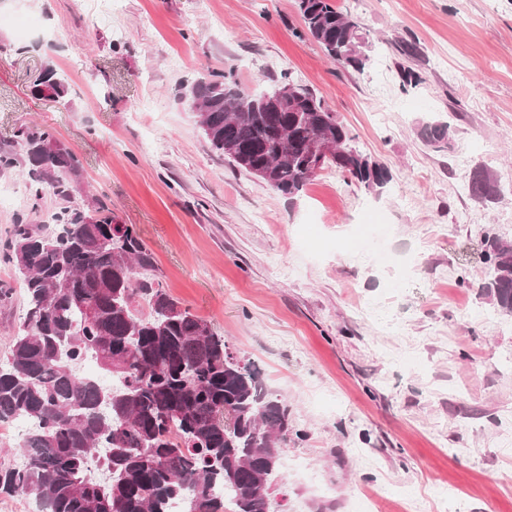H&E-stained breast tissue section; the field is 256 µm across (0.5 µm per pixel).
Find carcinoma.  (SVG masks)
Here are the masks:
<instances>
[{
	"instance_id": "obj_1",
	"label": "carcinoma",
	"mask_w": 512,
	"mask_h": 512,
	"mask_svg": "<svg viewBox=\"0 0 512 512\" xmlns=\"http://www.w3.org/2000/svg\"><path fill=\"white\" fill-rule=\"evenodd\" d=\"M304 31L343 69L370 61L359 26L333 0H301ZM48 97L67 92L64 76ZM284 75L253 93L233 71L203 75L183 86L211 149L246 172L266 170L265 182L293 197L311 179L309 144L331 140L323 161L366 191L380 195L390 168L351 146L353 136L307 85L299 98L278 91ZM420 139L437 153L453 148L450 123L421 122ZM27 167L31 195L65 203L62 231L15 222L4 254L21 276L26 311L0 364V421L23 419V462L0 470V491L29 497L40 512H271L281 449L288 447V408L250 362L241 363L211 323L174 299L163 283L141 278L152 256L136 228L114 224L66 205L80 161L48 129L25 126L15 145L0 150V172ZM469 191L484 205L497 202V174L473 170ZM483 284L496 310L512 316V242L489 237ZM94 357L116 384L105 388L81 374ZM230 494L215 495L216 487Z\"/></svg>"
}]
</instances>
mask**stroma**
Here are the masks:
<instances>
[{"instance_id": "1", "label": "stroma", "mask_w": 512, "mask_h": 512, "mask_svg": "<svg viewBox=\"0 0 512 512\" xmlns=\"http://www.w3.org/2000/svg\"><path fill=\"white\" fill-rule=\"evenodd\" d=\"M371 46L363 71L296 38L297 0H0V146L37 124L80 160L72 205L136 227L152 276L255 364L287 405L273 512H512V316L481 286L483 237L512 241V0H336ZM401 41L416 42L405 56ZM53 65L60 100L30 81ZM422 77L409 92L400 71ZM234 70L252 91L291 74L390 167L380 195L336 169L289 198L211 150L184 83ZM446 116L436 153L418 121ZM502 197L468 190L476 164ZM53 196L0 206L16 219ZM0 360L26 307L0 260ZM42 73V74H41ZM41 74V75H40ZM51 74L56 79V82L54 84H51L48 86V92L49 94L47 97L53 98V99H59L64 97V95L67 92V82L64 76L58 73V71L53 68L52 66H45L37 75V77L32 82L31 86V93L35 97H40L39 94L43 93V90L40 88V86L43 84L42 77L43 75ZM40 75V76H39Z\"/></svg>"}]
</instances>
